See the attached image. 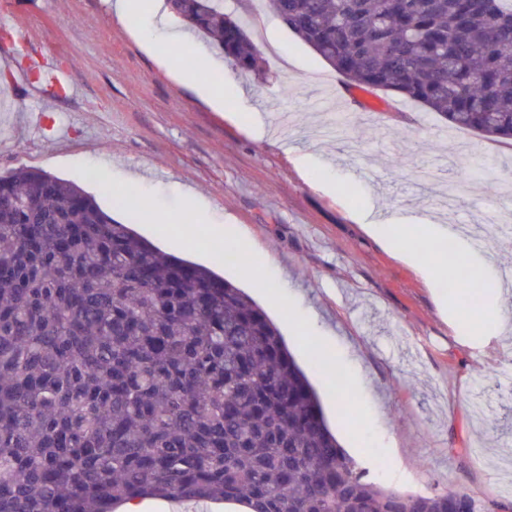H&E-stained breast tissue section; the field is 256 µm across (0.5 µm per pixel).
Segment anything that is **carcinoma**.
<instances>
[{
    "label": "carcinoma",
    "instance_id": "obj_1",
    "mask_svg": "<svg viewBox=\"0 0 512 512\" xmlns=\"http://www.w3.org/2000/svg\"><path fill=\"white\" fill-rule=\"evenodd\" d=\"M261 74L224 0H167ZM356 88L512 139V0H268ZM310 366L331 377L320 349ZM147 497L253 512L505 509L462 487L367 478L277 325L211 269L162 253L82 186L0 174V512H112Z\"/></svg>",
    "mask_w": 512,
    "mask_h": 512
}]
</instances>
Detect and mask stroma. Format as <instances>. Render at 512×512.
<instances>
[{"mask_svg": "<svg viewBox=\"0 0 512 512\" xmlns=\"http://www.w3.org/2000/svg\"><path fill=\"white\" fill-rule=\"evenodd\" d=\"M0 0V171L34 167L77 182L121 222L163 251L206 265L252 292L238 268L225 267V242L248 240L266 266L278 307L267 314L320 395L331 429L369 478L404 492L451 486L512 502V336L489 323L470 326L474 296L427 285L354 214L370 211L413 225L405 241L419 262L441 261L488 284V297L512 316V287L499 272L512 264V147L466 130L445 137V119L379 90V113L352 100L349 117L317 107L318 78L332 68L291 33L263 0H246L248 31L263 75L240 72L212 45L170 43L177 18L153 29L146 50L108 0ZM208 54L238 96L217 109L177 82L159 56ZM71 71L66 97L46 104L15 100L18 74ZM264 137L250 134L252 115ZM287 115V127L276 118ZM465 166L454 210L438 204L448 183L447 157ZM102 171L104 182L83 174ZM374 173L355 177L356 168ZM130 184L157 223L114 207L106 185ZM204 204L181 223L183 198ZM498 231L481 249L442 250L457 225L480 233L489 213ZM324 348L338 373L309 369L308 350ZM355 409L340 421L337 401Z\"/></svg>", "mask_w": 512, "mask_h": 512, "instance_id": "obj_1", "label": "stroma"}]
</instances>
